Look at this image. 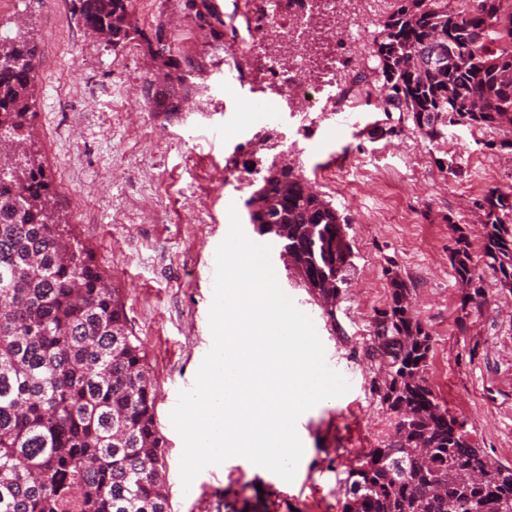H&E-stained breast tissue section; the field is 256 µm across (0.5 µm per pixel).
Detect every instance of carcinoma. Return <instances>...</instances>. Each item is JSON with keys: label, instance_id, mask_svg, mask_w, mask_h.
I'll list each match as a JSON object with an SVG mask.
<instances>
[{"label": "carcinoma", "instance_id": "carcinoma-1", "mask_svg": "<svg viewBox=\"0 0 512 512\" xmlns=\"http://www.w3.org/2000/svg\"><path fill=\"white\" fill-rule=\"evenodd\" d=\"M420 2L400 0L375 38L387 48L375 55L386 111L406 113L431 142L454 125L511 133L512 0ZM80 13L110 40L129 39L127 0H82ZM37 64L27 30L0 38V512H170L144 345L127 331L115 288L60 222L52 182L24 146ZM262 187L284 198L288 246L307 276L339 270L345 280L337 239L346 221L336 207L288 169ZM504 196L491 190L476 201L489 227L483 268L503 275L512 271L500 238H512ZM307 224L314 233L302 232ZM454 252L455 272L473 285L467 300L484 297L466 236ZM389 286L371 340L385 338L390 350L372 392L394 412L412 405L418 419L358 459L342 512H512V468L469 453L468 433L424 377L431 337L409 311L410 289L402 279ZM470 470L478 479H464Z\"/></svg>", "mask_w": 512, "mask_h": 512}]
</instances>
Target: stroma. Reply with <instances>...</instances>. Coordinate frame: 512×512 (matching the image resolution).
Here are the masks:
<instances>
[{"instance_id": "stroma-1", "label": "stroma", "mask_w": 512, "mask_h": 512, "mask_svg": "<svg viewBox=\"0 0 512 512\" xmlns=\"http://www.w3.org/2000/svg\"><path fill=\"white\" fill-rule=\"evenodd\" d=\"M205 2L209 16L201 21L187 0H128L137 32L115 44L83 26L79 0H0V21L23 23L40 49L31 145L53 183L57 209L103 277L119 284L128 329L145 346L167 444L171 512H341L350 467L381 447L397 423L371 391L379 372L366 355L371 323L389 297V267L406 281L412 311L432 338L429 386L463 421L473 447L512 468V291L488 274L484 298L467 302L470 289L450 263L462 232L474 264H481L485 229L474 201L492 189L512 193V149L484 148L483 133L467 126L432 142L396 112H362L353 126L313 112L304 130L271 133L269 150L252 155L237 129L239 96L224 88L231 0ZM353 4L368 20L366 39L332 47L331 57L354 92V73L371 59L390 8L380 0ZM161 42L167 55L157 52ZM160 86L178 90L179 111L155 107ZM213 124L226 135L212 149L204 136ZM300 133L313 152L281 158L283 142ZM283 159L350 225L354 266L332 307L283 257L275 259L280 287L314 319L326 362L349 389L299 417L305 452L294 481L231 457L205 468L186 490L183 442L164 397L174 386L194 384L207 354L214 283L203 270L215 264L228 232L224 215L233 207L246 217L244 202L262 172ZM352 161L365 169L354 202L316 177ZM379 204L392 223H369Z\"/></svg>"}]
</instances>
